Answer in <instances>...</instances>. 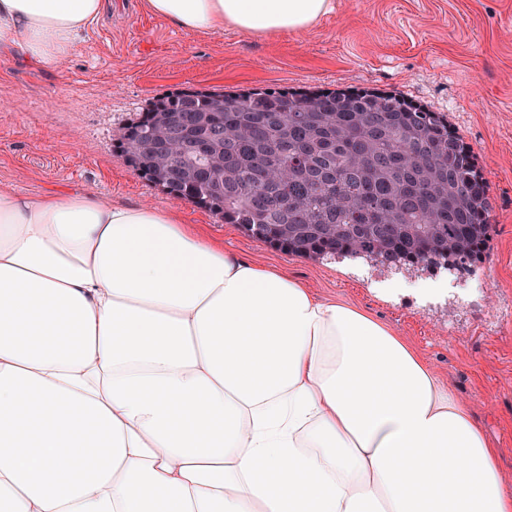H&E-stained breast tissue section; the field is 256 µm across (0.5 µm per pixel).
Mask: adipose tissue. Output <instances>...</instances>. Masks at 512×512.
Segmentation results:
<instances>
[{"label": "adipose tissue", "instance_id": "obj_1", "mask_svg": "<svg viewBox=\"0 0 512 512\" xmlns=\"http://www.w3.org/2000/svg\"><path fill=\"white\" fill-rule=\"evenodd\" d=\"M191 35L334 0H143ZM105 0H0L48 67ZM0 512H512L499 450L404 337L173 210L0 189Z\"/></svg>", "mask_w": 512, "mask_h": 512}]
</instances>
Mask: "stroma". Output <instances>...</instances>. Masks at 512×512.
<instances>
[{
    "label": "stroma",
    "instance_id": "1",
    "mask_svg": "<svg viewBox=\"0 0 512 512\" xmlns=\"http://www.w3.org/2000/svg\"><path fill=\"white\" fill-rule=\"evenodd\" d=\"M336 89L400 95L449 124L489 183L487 258L449 274L430 299L376 284L425 272L267 246L208 210L173 198L118 152L156 98L186 89ZM0 188L79 190L120 205L178 210L246 259L282 266L322 298L366 310L404 336L471 407L499 449L512 489V0H335L311 29L185 33L142 0H108L100 19L52 67L19 64L0 47Z\"/></svg>",
    "mask_w": 512,
    "mask_h": 512
}]
</instances>
